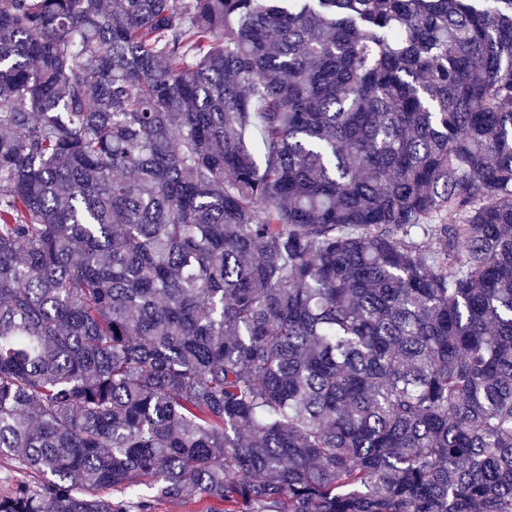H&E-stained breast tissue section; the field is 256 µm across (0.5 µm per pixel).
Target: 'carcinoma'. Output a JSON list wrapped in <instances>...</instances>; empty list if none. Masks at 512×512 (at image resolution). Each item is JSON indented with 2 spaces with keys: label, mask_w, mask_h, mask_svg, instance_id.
<instances>
[{
  "label": "carcinoma",
  "mask_w": 512,
  "mask_h": 512,
  "mask_svg": "<svg viewBox=\"0 0 512 512\" xmlns=\"http://www.w3.org/2000/svg\"><path fill=\"white\" fill-rule=\"evenodd\" d=\"M0 512H512V0H0Z\"/></svg>",
  "instance_id": "1"
}]
</instances>
